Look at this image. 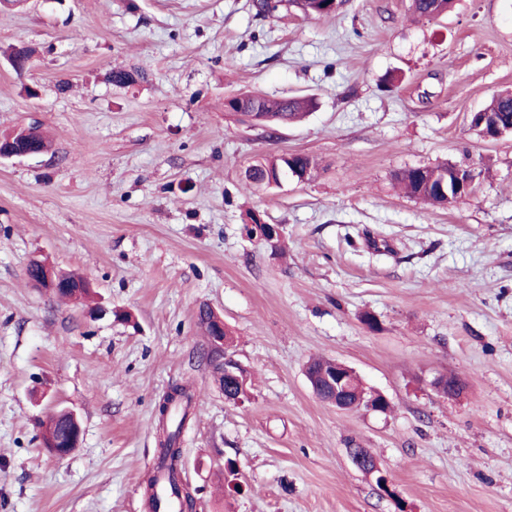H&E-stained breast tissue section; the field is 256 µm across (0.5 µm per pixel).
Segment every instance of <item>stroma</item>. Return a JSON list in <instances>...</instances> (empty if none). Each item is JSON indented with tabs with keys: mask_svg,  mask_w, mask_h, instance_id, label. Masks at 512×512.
Instances as JSON below:
<instances>
[{
	"mask_svg": "<svg viewBox=\"0 0 512 512\" xmlns=\"http://www.w3.org/2000/svg\"><path fill=\"white\" fill-rule=\"evenodd\" d=\"M116 69L146 77L116 85ZM248 89L317 106L271 136L224 110ZM505 89L512 0H455L433 20L410 0L321 17L289 0L265 15L252 0L0 6V135L36 126L50 142L0 159V512H143L176 384L194 393L180 442L195 512H512V133L470 125ZM286 153L313 177L246 187L250 165ZM446 162L479 172L451 206L394 180ZM251 212L280 226L278 247L245 236ZM35 258L91 297L34 288ZM204 304L247 371L241 403L200 357ZM316 358L389 410L318 399ZM448 374L461 394L433 388ZM61 408L83 438L58 459L40 423ZM352 464L361 472L375 478L376 486L387 488L394 492L392 485L368 448H352L348 451ZM395 493V492H394Z\"/></svg>",
	"mask_w": 512,
	"mask_h": 512,
	"instance_id": "35a3bbf8",
	"label": "stroma"
}]
</instances>
